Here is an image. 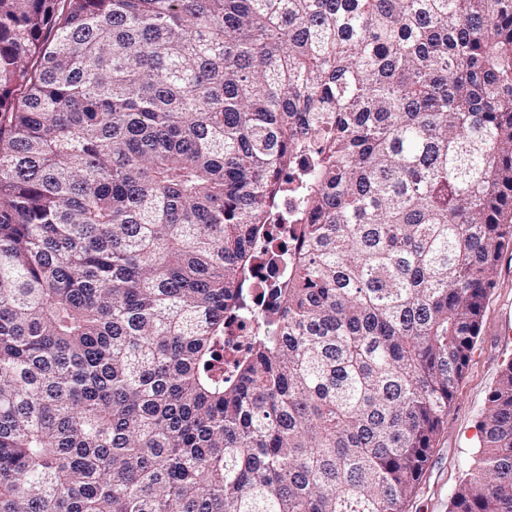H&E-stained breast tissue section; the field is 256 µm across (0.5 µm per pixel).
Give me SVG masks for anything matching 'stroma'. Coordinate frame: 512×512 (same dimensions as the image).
<instances>
[{
    "instance_id": "1",
    "label": "stroma",
    "mask_w": 512,
    "mask_h": 512,
    "mask_svg": "<svg viewBox=\"0 0 512 512\" xmlns=\"http://www.w3.org/2000/svg\"><path fill=\"white\" fill-rule=\"evenodd\" d=\"M512 361V247L502 253L479 336L461 379L448 422L429 455L406 512H448L450 498L479 446L478 426L503 366Z\"/></svg>"
}]
</instances>
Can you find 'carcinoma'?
<instances>
[{
  "mask_svg": "<svg viewBox=\"0 0 512 512\" xmlns=\"http://www.w3.org/2000/svg\"><path fill=\"white\" fill-rule=\"evenodd\" d=\"M511 243L512 0H0V512H405ZM243 320L236 321L230 330L224 335V368L225 364L237 357L246 348L249 342L248 331L249 322L247 328H243Z\"/></svg>",
  "mask_w": 512,
  "mask_h": 512,
  "instance_id": "obj_1",
  "label": "carcinoma"
}]
</instances>
